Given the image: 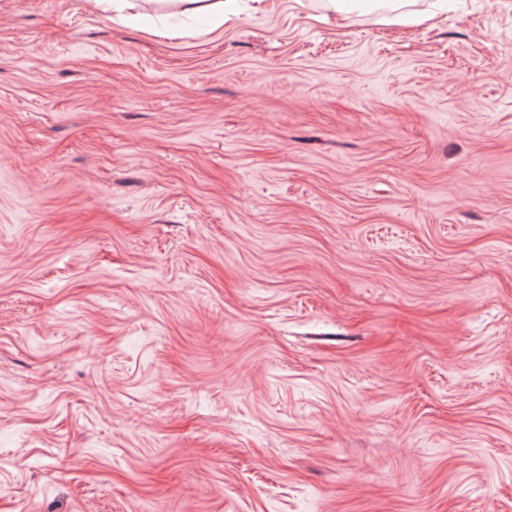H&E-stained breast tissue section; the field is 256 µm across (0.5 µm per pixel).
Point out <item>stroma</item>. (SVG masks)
Returning a JSON list of instances; mask_svg holds the SVG:
<instances>
[{
    "label": "stroma",
    "mask_w": 512,
    "mask_h": 512,
    "mask_svg": "<svg viewBox=\"0 0 512 512\" xmlns=\"http://www.w3.org/2000/svg\"><path fill=\"white\" fill-rule=\"evenodd\" d=\"M0 0V512H512V0ZM180 3L182 13L191 15L209 14L218 17L223 23L237 15L238 0H172Z\"/></svg>",
    "instance_id": "stroma-1"
}]
</instances>
